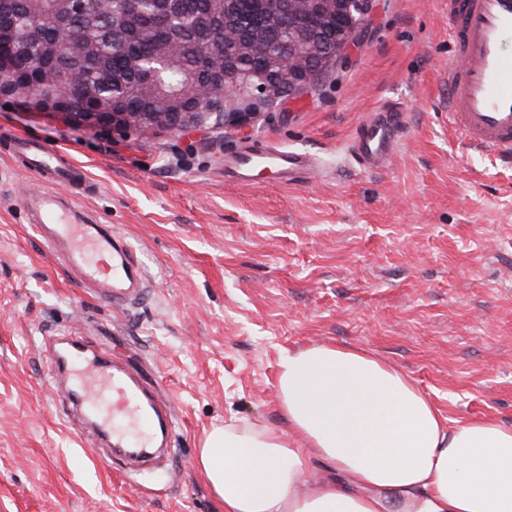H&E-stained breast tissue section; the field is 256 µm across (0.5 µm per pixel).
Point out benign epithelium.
<instances>
[{
  "mask_svg": "<svg viewBox=\"0 0 512 512\" xmlns=\"http://www.w3.org/2000/svg\"><path fill=\"white\" fill-rule=\"evenodd\" d=\"M57 21L55 38L46 35L36 23L19 26L0 20V41L9 44V53L0 54V73L7 77L0 93L32 104L49 113L60 114L69 122L88 128L162 127L174 134L222 126L242 131L252 127L263 112L282 108L287 101L306 93L322 75L313 60H339L356 45L371 20L374 0H312L314 5H329L335 15L336 34L329 43H321L309 31L299 28L295 43L274 71L251 70L224 75V66L215 65L206 84L189 83L181 93L159 99L157 74L174 60L181 46L178 35L182 22L183 0H123L112 11L107 28L90 24L72 30L74 11H89L93 0H52ZM229 0H212L209 10L193 23V35L214 50V19L224 12ZM158 15L173 28L174 36L162 48L128 59L133 72H144L140 92L150 103V112L116 110L103 105L105 87L112 84V70L100 63L89 84L78 86L81 65L99 57L103 38H112L120 48L136 17Z\"/></svg>",
  "mask_w": 512,
  "mask_h": 512,
  "instance_id": "7a95c632",
  "label": "benign epithelium"
}]
</instances>
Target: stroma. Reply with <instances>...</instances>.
Listing matches in <instances>:
<instances>
[{
  "mask_svg": "<svg viewBox=\"0 0 512 512\" xmlns=\"http://www.w3.org/2000/svg\"><path fill=\"white\" fill-rule=\"evenodd\" d=\"M447 0H375L358 46L246 133L82 129L0 95V512H219L193 460L215 425L285 429L276 379L303 346L366 350L451 422L512 426V162L448 121ZM407 111L375 169L350 145L372 113ZM66 152L92 190L62 187L111 226L147 288L126 309L88 297L26 222L37 176L10 134ZM277 144L317 177L225 180L224 155ZM77 331L125 357L174 405L154 472L93 463L50 410L43 346Z\"/></svg>",
  "mask_w": 512,
  "mask_h": 512,
  "instance_id": "stroma-1",
  "label": "stroma"
}]
</instances>
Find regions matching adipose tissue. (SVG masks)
<instances>
[{"mask_svg": "<svg viewBox=\"0 0 512 512\" xmlns=\"http://www.w3.org/2000/svg\"><path fill=\"white\" fill-rule=\"evenodd\" d=\"M277 390L286 429L215 428L198 450L221 512H512V427L450 424L369 352L288 353Z\"/></svg>", "mask_w": 512, "mask_h": 512, "instance_id": "adipose-tissue-1", "label": "adipose tissue"}]
</instances>
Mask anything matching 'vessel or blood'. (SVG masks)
<instances>
[{"mask_svg":"<svg viewBox=\"0 0 512 512\" xmlns=\"http://www.w3.org/2000/svg\"><path fill=\"white\" fill-rule=\"evenodd\" d=\"M448 38L455 65L448 68V114L459 138L470 148L512 159V0H448ZM406 126V114L389 109L364 125L352 143L356 157L378 166L394 151ZM16 154L43 180L41 190L22 198L29 224L49 253L81 288L108 303L136 299L144 274L123 238L110 227L84 219L58 193L63 184L87 183L86 171L44 142L14 136ZM314 168L304 153L269 145L242 147L224 156L225 177L248 182L253 173L275 174L278 184H299ZM49 378L56 389L51 407L83 414L98 439L116 460L149 457L169 435L174 414L170 404L138 373L103 347L83 336L65 333L45 344ZM123 420L143 437L132 440L115 428Z\"/></svg>","mask_w":512,"mask_h":512,"instance_id":"obj_1","label":"vessel or blood"}]
</instances>
